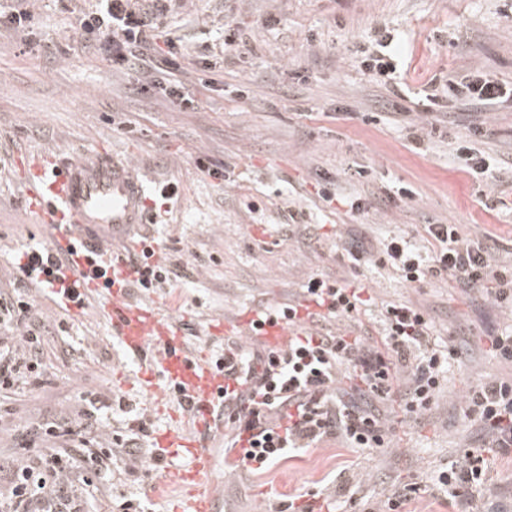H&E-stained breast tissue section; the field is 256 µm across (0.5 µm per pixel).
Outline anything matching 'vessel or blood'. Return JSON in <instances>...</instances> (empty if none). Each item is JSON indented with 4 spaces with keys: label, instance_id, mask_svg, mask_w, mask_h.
Returning a JSON list of instances; mask_svg holds the SVG:
<instances>
[{
    "label": "vessel or blood",
    "instance_id": "1",
    "mask_svg": "<svg viewBox=\"0 0 512 512\" xmlns=\"http://www.w3.org/2000/svg\"><path fill=\"white\" fill-rule=\"evenodd\" d=\"M27 179L38 191L36 209L45 223L56 229L64 245H77L80 255L67 276L79 292L105 288L112 298L109 315L113 336L126 352L139 359L144 386L162 413L176 400L184 417L191 419V435L162 433L156 444L177 448L189 456L191 466L168 482L159 483L155 496L181 489V512H217L213 457L209 437L223 430L224 373L206 354L187 350L180 326L165 318L150 301H130L128 289L119 285L129 274L124 247L150 214L146 184L133 162L85 154L65 160L47 157L26 168Z\"/></svg>",
    "mask_w": 512,
    "mask_h": 512
}]
</instances>
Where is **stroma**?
Returning a JSON list of instances; mask_svg holds the SVG:
<instances>
[{
    "mask_svg": "<svg viewBox=\"0 0 512 512\" xmlns=\"http://www.w3.org/2000/svg\"><path fill=\"white\" fill-rule=\"evenodd\" d=\"M18 7L0 0V156L8 160L0 170V293L35 300L48 333L40 381L0 389V478L43 453L37 424L91 412L95 445L136 437L147 456L115 459L107 475L77 470L78 512H123L127 501L145 512L179 505L173 496L154 499L151 488L188 461L163 456L154 435L187 424L149 414L141 366L113 337L105 297L89 292L84 308L67 311L21 283L16 268L18 252L49 246L55 235L32 209L21 165L42 153H94L134 160L147 184H177L169 195L152 194L146 231L177 275L153 298L180 323L187 347L213 354L228 338L250 344L239 322L271 304L304 303V285L321 273L372 298L370 310L328 321L329 329L374 335L383 306L410 303L430 318L432 343L460 350L420 420H404L397 401L383 404L390 447L349 448L331 438L245 479L224 457L223 433H214L222 512H280L298 498L316 512H367L407 484L417 490L401 512H462L461 498L436 480L487 438L463 402L479 383L512 378V362L488 340L512 328V306L483 288L461 291L446 274L405 282L380 258L391 238L421 247L423 225L453 224L465 238L493 236V266L512 268V102L423 107L432 84L475 69L512 84V0H168L137 52L152 58L175 42V77L192 92L189 105L135 92L127 70L85 50L77 19L97 0H29L23 27L10 22ZM229 31L239 48H225ZM381 42L408 64L396 107L391 85L359 68V49ZM205 65L207 85L197 79ZM465 139L498 163L494 179H476L458 159ZM357 196L367 203L361 214L347 206ZM293 212L316 225L313 240L285 234ZM353 235L371 242L370 263L342 259ZM173 294L175 308L167 303ZM219 322L223 334H209ZM489 459L490 480L474 502L479 512H512V457Z\"/></svg>",
    "mask_w": 512,
    "mask_h": 512,
    "instance_id": "obj_1",
    "label": "stroma"
}]
</instances>
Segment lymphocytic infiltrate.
Here are the masks:
<instances>
[{"label":"lymphocytic infiltrate","instance_id":"lymphocytic-infiltrate-1","mask_svg":"<svg viewBox=\"0 0 512 512\" xmlns=\"http://www.w3.org/2000/svg\"><path fill=\"white\" fill-rule=\"evenodd\" d=\"M96 12L82 17L81 28L92 35L91 49L101 50L113 64L139 72L135 50L148 31L157 25L156 5L139 0H99ZM512 92L472 71L460 81H449L443 93L428 94L427 111L441 112L449 99H464L474 105H491ZM432 251L426 252L401 238L387 242L384 258L409 283L426 276L453 274L463 288L488 280L499 282L495 295L507 299L502 284L505 274L491 264L488 241L462 238L452 224L424 227ZM149 251L132 254V276L124 287L150 292L168 285L174 274L168 265L149 266ZM20 270L30 280H41L52 289L65 257L40 248L25 251ZM317 309L300 314L298 306L281 308L286 325L307 319L352 318L366 306L360 289L322 276L312 277L305 288ZM426 314L408 304H390L382 312L379 342L367 337H348L315 330L293 336L284 349L266 344L245 348L228 341L216 357L224 370V449L236 454L238 465L250 475L266 471L288 450L307 448L330 437L342 438L354 448H379L389 442L390 427L376 403L399 396L405 418L420 417L430 410L441 391V380L456 348L439 350L430 340ZM43 325L34 301L0 300V387L38 382ZM350 368L363 390L358 399L343 401L336 394L339 367ZM463 412L477 417L491 435V445L500 454L512 455V382L490 381L473 387ZM112 452L84 448L80 462L63 451L18 466L6 493H0V512H65L73 497L68 476L74 465L108 469ZM488 461L481 452L469 451L462 465L438 476L445 491L481 488Z\"/></svg>","mask_w":512,"mask_h":512}]
</instances>
